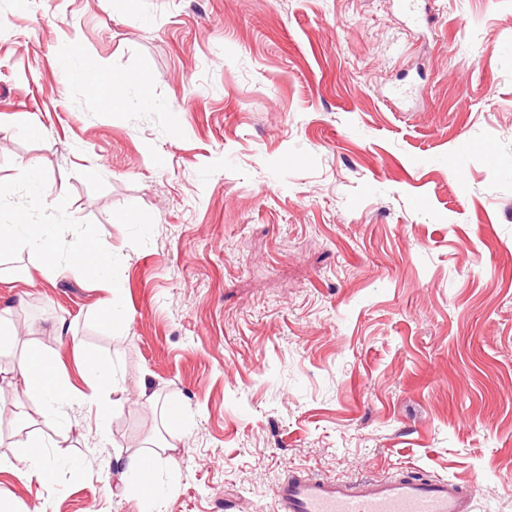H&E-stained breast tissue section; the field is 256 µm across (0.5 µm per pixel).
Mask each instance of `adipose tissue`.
Wrapping results in <instances>:
<instances>
[{"instance_id": "obj_1", "label": "adipose tissue", "mask_w": 512, "mask_h": 512, "mask_svg": "<svg viewBox=\"0 0 512 512\" xmlns=\"http://www.w3.org/2000/svg\"><path fill=\"white\" fill-rule=\"evenodd\" d=\"M66 224H0V243L7 245L19 244L37 252L48 269L58 267L56 241L59 236L68 233ZM15 379L23 385L39 382L40 390L47 397L51 409L43 417L45 424H52L58 411L69 406L70 389L58 375L53 357L41 349H33L17 363L13 369ZM12 415L15 423L22 429L23 436L13 449L14 464L12 469L31 481L50 482L55 474L53 464L44 456L35 454L34 449L39 442L36 437L26 434L28 415L22 406H14ZM152 447H144L139 451L114 458L116 479L125 489H137L141 512H155L156 497L152 493L153 475L146 464L152 455Z\"/></svg>"}]
</instances>
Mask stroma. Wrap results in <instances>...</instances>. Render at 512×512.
<instances>
[{"instance_id": "stroma-1", "label": "stroma", "mask_w": 512, "mask_h": 512, "mask_svg": "<svg viewBox=\"0 0 512 512\" xmlns=\"http://www.w3.org/2000/svg\"><path fill=\"white\" fill-rule=\"evenodd\" d=\"M417 2L0 0V221L89 230L119 290L69 238L60 275L0 247V398L57 470L1 471L13 512H139L112 458L160 440L158 512H276L287 470L512 512V0ZM34 346L74 396L52 428L10 374ZM90 354L128 395L103 436ZM71 250L73 258L79 254L87 257L84 262L77 261L85 272L95 277L105 279V273L112 268V253L101 249L86 235L73 238Z\"/></svg>"}]
</instances>
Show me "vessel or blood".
<instances>
[{
	"mask_svg": "<svg viewBox=\"0 0 512 512\" xmlns=\"http://www.w3.org/2000/svg\"><path fill=\"white\" fill-rule=\"evenodd\" d=\"M277 502V512H475L471 492L446 477L339 484L290 473L277 483Z\"/></svg>",
	"mask_w": 512,
	"mask_h": 512,
	"instance_id": "obj_1",
	"label": "vessel or blood"
}]
</instances>
